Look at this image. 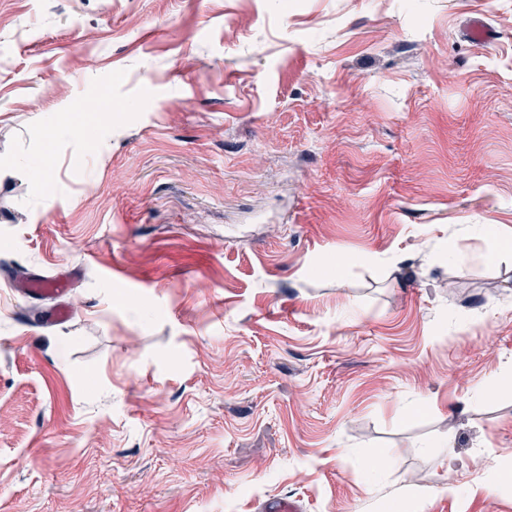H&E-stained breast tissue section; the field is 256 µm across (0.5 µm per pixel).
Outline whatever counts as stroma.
I'll list each match as a JSON object with an SVG mask.
<instances>
[{
    "label": "stroma",
    "instance_id": "35a3bbf8",
    "mask_svg": "<svg viewBox=\"0 0 512 512\" xmlns=\"http://www.w3.org/2000/svg\"><path fill=\"white\" fill-rule=\"evenodd\" d=\"M477 224L512 0H0V512H512ZM73 269L43 323L17 271Z\"/></svg>",
    "mask_w": 512,
    "mask_h": 512
}]
</instances>
